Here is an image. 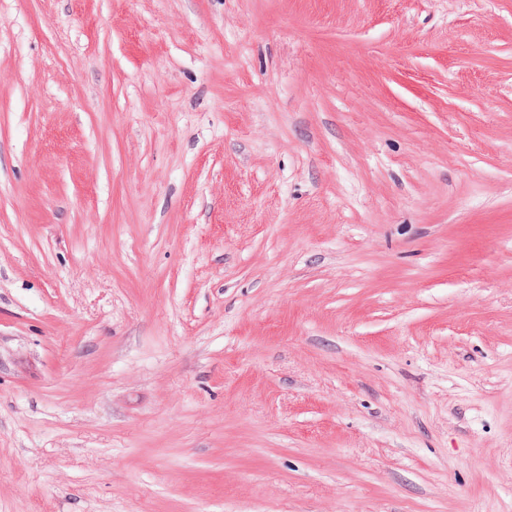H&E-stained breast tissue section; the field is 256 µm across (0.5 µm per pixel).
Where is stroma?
<instances>
[{
	"label": "stroma",
	"instance_id": "stroma-1",
	"mask_svg": "<svg viewBox=\"0 0 512 512\" xmlns=\"http://www.w3.org/2000/svg\"><path fill=\"white\" fill-rule=\"evenodd\" d=\"M0 512H512V0H0Z\"/></svg>",
	"mask_w": 512,
	"mask_h": 512
}]
</instances>
